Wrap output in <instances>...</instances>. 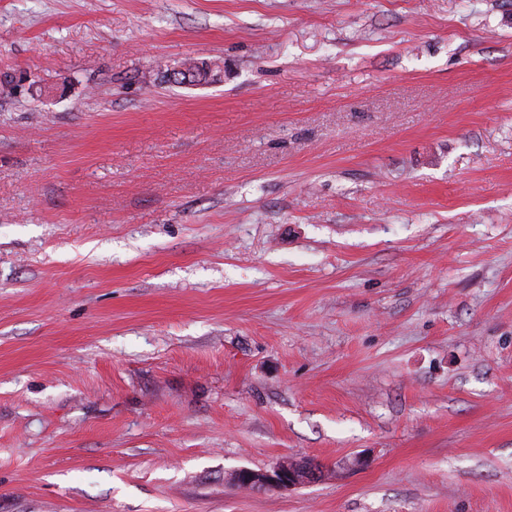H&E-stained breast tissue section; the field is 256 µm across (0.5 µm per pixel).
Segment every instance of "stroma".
<instances>
[{
    "label": "stroma",
    "instance_id": "35a3bbf8",
    "mask_svg": "<svg viewBox=\"0 0 512 512\" xmlns=\"http://www.w3.org/2000/svg\"><path fill=\"white\" fill-rule=\"evenodd\" d=\"M0 512H512V0H0ZM216 64H204L203 61L202 64L199 65L197 62L192 60L182 61L172 69L168 70L167 77L169 81H174L179 84H183L186 81L190 83L196 82L201 85L217 84L222 82L221 75H223L222 73L224 71L218 64ZM171 73L176 77L173 80L170 76ZM322 474L321 466L306 463L282 464L272 471H254L242 468L235 472V481L246 488L257 490L275 488L290 490L305 483L314 482Z\"/></svg>",
    "mask_w": 512,
    "mask_h": 512
}]
</instances>
